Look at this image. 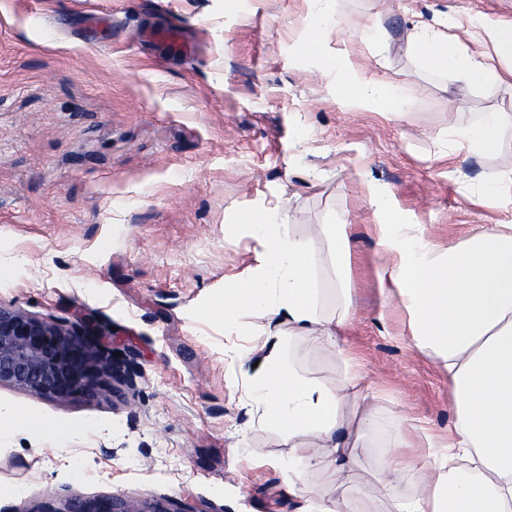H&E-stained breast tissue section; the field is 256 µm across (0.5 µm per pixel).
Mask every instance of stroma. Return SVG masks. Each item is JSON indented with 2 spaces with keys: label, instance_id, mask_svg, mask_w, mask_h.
<instances>
[{
  "label": "stroma",
  "instance_id": "1",
  "mask_svg": "<svg viewBox=\"0 0 512 512\" xmlns=\"http://www.w3.org/2000/svg\"><path fill=\"white\" fill-rule=\"evenodd\" d=\"M322 7L336 23L316 21ZM442 21L451 36L512 23V0H0V303L93 318L141 370L121 398L0 387L1 409L80 429L61 450L52 431L0 420V512H57L69 498L143 512L335 500L314 468L289 494L306 438L265 426L250 403L245 359L266 318L245 316V336L201 314L256 264V243L231 225L275 207L282 233L307 245L319 312L349 320L340 343L295 336L285 358L324 390L357 373L378 407L351 496L370 492L390 453L418 466L447 442L448 375L416 348L384 275L374 203L446 245L512 221V192L485 194L512 169V141L475 155L448 135L485 112L512 121V88L405 52L415 23ZM150 26L178 29L198 54L139 41ZM344 54L396 102L339 94ZM342 221L340 271L321 227Z\"/></svg>",
  "mask_w": 512,
  "mask_h": 512
}]
</instances>
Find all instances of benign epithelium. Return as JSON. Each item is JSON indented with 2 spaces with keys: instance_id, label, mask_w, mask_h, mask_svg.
<instances>
[{
  "instance_id": "1",
  "label": "benign epithelium",
  "mask_w": 512,
  "mask_h": 512,
  "mask_svg": "<svg viewBox=\"0 0 512 512\" xmlns=\"http://www.w3.org/2000/svg\"><path fill=\"white\" fill-rule=\"evenodd\" d=\"M133 359L117 356L97 324L39 318L0 304V387L65 402L77 395L95 399L135 387ZM57 512H143L115 498L65 500Z\"/></svg>"
}]
</instances>
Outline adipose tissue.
<instances>
[{"mask_svg": "<svg viewBox=\"0 0 512 512\" xmlns=\"http://www.w3.org/2000/svg\"><path fill=\"white\" fill-rule=\"evenodd\" d=\"M471 50L459 38L415 25L408 53L427 67L449 69L478 83L493 78L491 57L512 59V24H486ZM457 145L477 154L496 150L512 127L496 112L467 127H449ZM386 222L379 245L393 255L390 281L411 315L416 345L430 350L448 373L454 432L444 449L426 456L414 495L393 500L390 512H512V224L480 226L468 240L437 246L423 235L400 243L399 216L378 201ZM248 235L258 247L249 278H229L202 308L205 318L227 324L260 313L284 319L300 333L340 336L344 320L327 321L316 308L304 241L283 236L276 218L250 221ZM281 336L267 331L257 359L252 399L265 421L312 439L311 451L288 469V491L301 492L307 468H317L327 484L341 489L335 502L302 512H373L372 501L406 473L407 462L387 456L368 500L345 496L357 476V442L374 424L372 410L356 423L337 416L338 393L286 376Z\"/></svg>", "mask_w": 512, "mask_h": 512, "instance_id": "adipose-tissue-1", "label": "adipose tissue"}]
</instances>
